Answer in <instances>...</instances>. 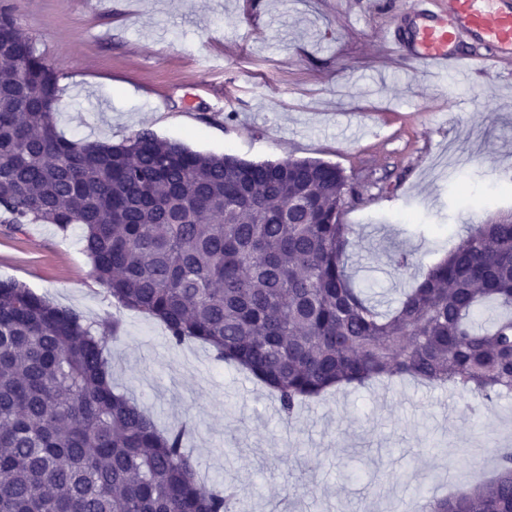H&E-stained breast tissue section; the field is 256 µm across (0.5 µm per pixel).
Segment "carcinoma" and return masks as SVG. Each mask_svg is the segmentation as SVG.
<instances>
[{"label": "carcinoma", "mask_w": 512, "mask_h": 512, "mask_svg": "<svg viewBox=\"0 0 512 512\" xmlns=\"http://www.w3.org/2000/svg\"><path fill=\"white\" fill-rule=\"evenodd\" d=\"M0 22V224H78L97 279L168 342L209 345L277 398L284 419L331 388L412 380L512 394V219L468 225L385 310L347 267L360 199L320 160L249 162L143 130L119 144L57 131L58 76ZM107 328L0 280V512H242L198 478L183 430L162 432L112 386ZM485 483L424 512H512V448Z\"/></svg>", "instance_id": "carcinoma-1"}]
</instances>
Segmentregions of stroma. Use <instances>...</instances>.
Returning a JSON list of instances; mask_svg holds the SVG:
<instances>
[{
    "instance_id": "obj_1",
    "label": "stroma",
    "mask_w": 512,
    "mask_h": 512,
    "mask_svg": "<svg viewBox=\"0 0 512 512\" xmlns=\"http://www.w3.org/2000/svg\"><path fill=\"white\" fill-rule=\"evenodd\" d=\"M0 0L58 74V132L118 144L141 130L252 161L319 159L358 187L348 267L396 300L469 219L512 214V59L469 81L414 72L392 54L417 0ZM419 263L393 273L395 252ZM0 280L101 323L117 391L184 444L213 485L251 487L248 512H421L493 476L512 448V396L474 422L471 403L410 379L329 391L285 421L275 397L198 341L119 308L82 230L0 224ZM307 449L282 460L283 447ZM361 456L380 482L347 480Z\"/></svg>"
}]
</instances>
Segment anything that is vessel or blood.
<instances>
[{
    "label": "vessel or blood",
    "mask_w": 512,
    "mask_h": 512,
    "mask_svg": "<svg viewBox=\"0 0 512 512\" xmlns=\"http://www.w3.org/2000/svg\"><path fill=\"white\" fill-rule=\"evenodd\" d=\"M501 0H453L448 16H426L411 31L409 43L389 40L396 52L408 53L417 70H452L463 76L487 70L497 59L512 56V7ZM469 32L482 51H464L457 36Z\"/></svg>",
    "instance_id": "obj_1"
}]
</instances>
